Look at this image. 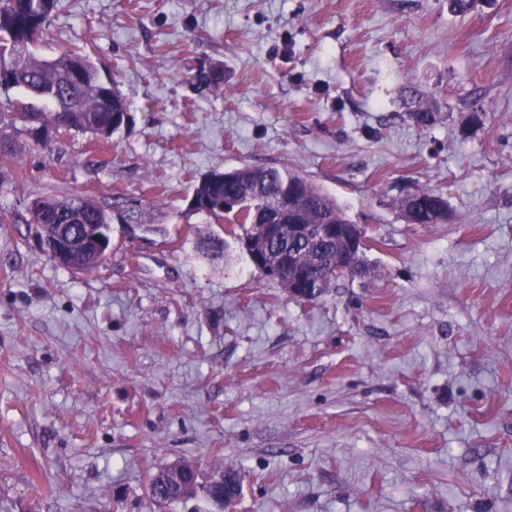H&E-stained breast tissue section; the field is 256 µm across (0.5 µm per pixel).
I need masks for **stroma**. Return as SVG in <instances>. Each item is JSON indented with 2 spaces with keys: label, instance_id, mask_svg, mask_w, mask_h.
<instances>
[{
  "label": "stroma",
  "instance_id": "35a3bbf8",
  "mask_svg": "<svg viewBox=\"0 0 512 512\" xmlns=\"http://www.w3.org/2000/svg\"><path fill=\"white\" fill-rule=\"evenodd\" d=\"M51 30L132 122L48 152L0 132V512H159L147 476L182 462L234 470L233 512H512V0H58ZM242 164L333 194L369 276L313 301L264 278L188 209ZM408 185L453 221L405 223ZM71 192L161 230L113 225L72 275L29 212ZM125 207H116L112 205V211H120L124 214V224H139L145 232H160L157 224H153L150 219L151 206L142 201L132 200Z\"/></svg>",
  "mask_w": 512,
  "mask_h": 512
}]
</instances>
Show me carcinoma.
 Returning <instances> with one entry per match:
<instances>
[{
    "label": "carcinoma",
    "instance_id": "obj_1",
    "mask_svg": "<svg viewBox=\"0 0 512 512\" xmlns=\"http://www.w3.org/2000/svg\"><path fill=\"white\" fill-rule=\"evenodd\" d=\"M57 0H0V89L13 90L16 97L0 108V127L16 126L33 114L60 122L68 131L89 133L107 141L116 130L107 127L114 112L128 109L121 93L105 87L100 77L101 65L78 48L65 47L53 57L44 58L38 47L51 37V19ZM197 87L211 89L223 80V72L215 67L191 76ZM416 94L409 95L408 116L418 126L434 124L433 111L415 104ZM213 170L194 185L193 194L210 200L206 214L216 221L230 224V234L242 244L246 253L256 246L286 265L278 283L286 289L300 275L307 279H324L332 284L341 279L340 270L355 279L366 273L364 251L348 246L346 225L350 220L345 208L306 175L295 169L276 166L243 165L227 170V182H213ZM231 196L240 211L224 209V198ZM32 213L36 224H46V232L72 231L84 224H109L107 209L90 197L70 193L60 197H40L34 201ZM395 206L408 224H446L454 220L444 195L431 188H415L400 196ZM124 214L125 223L137 224L146 232L157 233L158 225L150 219L151 206L138 200L124 207H113ZM274 210L288 213L294 224H336V236L319 243H308L292 236L264 237L259 224L251 219L253 212ZM76 248L85 252L78 263H65L63 268L73 275L90 273L107 262L99 259L75 239ZM176 471L164 468L150 475V497L159 505L181 501Z\"/></svg>",
    "mask_w": 512,
    "mask_h": 512
}]
</instances>
